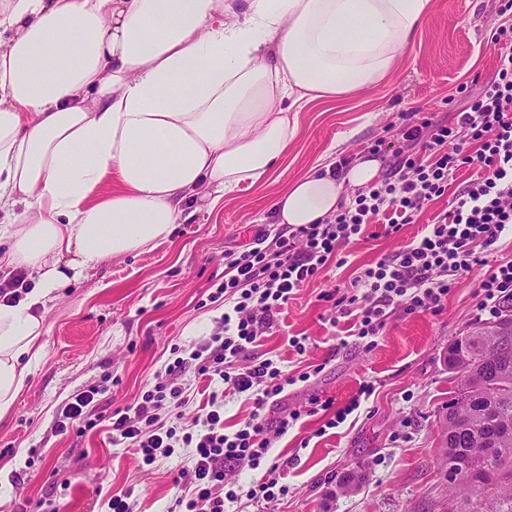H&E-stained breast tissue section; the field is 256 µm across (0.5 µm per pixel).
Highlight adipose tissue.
<instances>
[{"label":"adipose tissue","instance_id":"obj_1","mask_svg":"<svg viewBox=\"0 0 512 512\" xmlns=\"http://www.w3.org/2000/svg\"><path fill=\"white\" fill-rule=\"evenodd\" d=\"M434 0H0V419L42 357L61 288L168 239L197 195L218 206L271 174L291 105L385 80ZM380 165L294 180L278 224H318ZM116 189L106 192L107 180Z\"/></svg>","mask_w":512,"mask_h":512}]
</instances>
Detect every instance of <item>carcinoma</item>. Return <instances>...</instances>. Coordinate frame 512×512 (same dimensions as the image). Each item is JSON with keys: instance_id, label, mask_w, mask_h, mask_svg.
Here are the masks:
<instances>
[{"instance_id": "obj_1", "label": "carcinoma", "mask_w": 512, "mask_h": 512, "mask_svg": "<svg viewBox=\"0 0 512 512\" xmlns=\"http://www.w3.org/2000/svg\"><path fill=\"white\" fill-rule=\"evenodd\" d=\"M493 325L495 320L478 322L466 331L464 356L456 343L448 346L447 364L459 383L440 424L448 492L464 498L468 507L462 512H512V454L495 459V476L488 483L464 467L470 456L491 447V434L512 429V337L483 335V328ZM506 366L502 393L487 397L482 384Z\"/></svg>"}]
</instances>
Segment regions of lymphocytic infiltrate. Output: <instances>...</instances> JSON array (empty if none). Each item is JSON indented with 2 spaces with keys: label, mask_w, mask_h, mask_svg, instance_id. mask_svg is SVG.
I'll use <instances>...</instances> for the list:
<instances>
[{
  "label": "lymphocytic infiltrate",
  "mask_w": 512,
  "mask_h": 512,
  "mask_svg": "<svg viewBox=\"0 0 512 512\" xmlns=\"http://www.w3.org/2000/svg\"><path fill=\"white\" fill-rule=\"evenodd\" d=\"M499 2L498 81L450 119L402 113V147L371 148L383 163L382 178L355 193L333 218L319 224H283L265 246L227 251L224 279L209 295L210 302L224 304L210 341L188 357H176L135 405L115 409L108 417L95 416L91 409L98 388L72 394L58 412L55 432L75 422L85 432L106 425L112 444L135 449L148 466L171 458L176 449H191L192 466L175 499L178 512H224L225 502L238 499L236 492H219L226 465L259 467L275 439L301 418L295 411L272 426L263 410L288 387L308 381L309 373H284L269 359L238 365L298 288L348 245L365 238L373 224L383 223L392 235L413 223L466 165L477 167L478 173L454 197L451 210L436 216L420 237L360 271L351 293L334 298L329 322L335 326L351 318L349 335L367 343L381 335L393 305H404L409 313L441 309L456 277L489 266L488 256L501 237L512 236V0ZM489 268L480 284L481 307L494 314L512 302V261ZM190 361L206 380L222 381L252 399L254 409L236 431H224V396L216 390L193 426H182V410L193 403L194 390L178 382L176 374Z\"/></svg>",
  "instance_id": "1"
}]
</instances>
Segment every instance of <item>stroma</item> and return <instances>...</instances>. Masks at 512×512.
<instances>
[{"mask_svg": "<svg viewBox=\"0 0 512 512\" xmlns=\"http://www.w3.org/2000/svg\"><path fill=\"white\" fill-rule=\"evenodd\" d=\"M498 0H435V8L390 78L328 105L311 102L298 114V134L288 156L267 181L242 184L219 210L190 203L194 217L176 225L170 239L136 256L110 259L62 288L45 316L43 355L9 414L0 420V512L34 508L45 497L62 512H104L113 494L129 493L137 512H168L181 488L175 483L191 465V451L177 449L148 466L135 449L113 447L105 426L62 435L52 427L72 393L101 388L99 414L134 405L172 362V347L209 340L224 313L208 303L224 278V253L271 230V198L301 177L320 157L367 158L372 145L398 142L401 112L450 118L498 77L495 44ZM473 170L461 168L444 196L414 223L393 235L374 225L373 237L344 251V265H329L297 291L278 320L241 358V366L265 358L290 372L320 366L319 375L289 387L265 410L274 421L290 412L302 417L271 451L278 471L231 467L224 484L239 499L226 512H448V486L440 414L454 389L444 357L472 324L488 320L479 309L486 267L459 277L441 311L407 313L396 308L374 349L337 346L324 294L347 290L358 273L382 255L400 250L449 210L454 194ZM304 338L303 355L288 352L287 339ZM375 392L338 427L324 429L327 412L310 414L313 398L342 408L363 383ZM366 469L368 479L353 494L338 492L345 472ZM276 479L268 502L247 499L248 489Z\"/></svg>", "mask_w": 512, "mask_h": 512, "instance_id": "1", "label": "stroma"}]
</instances>
